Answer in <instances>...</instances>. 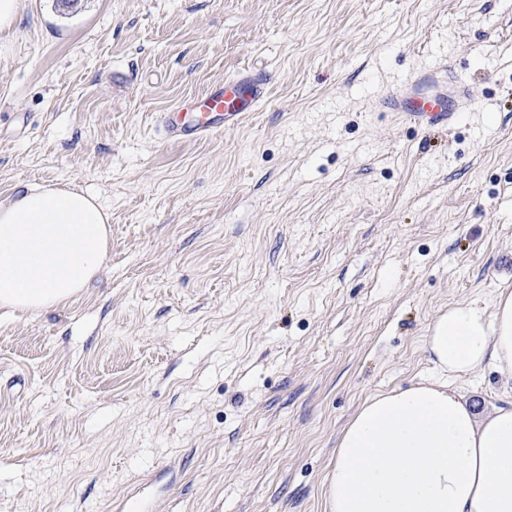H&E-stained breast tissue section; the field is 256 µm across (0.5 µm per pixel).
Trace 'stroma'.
Segmentation results:
<instances>
[{"label": "stroma", "instance_id": "stroma-1", "mask_svg": "<svg viewBox=\"0 0 512 512\" xmlns=\"http://www.w3.org/2000/svg\"><path fill=\"white\" fill-rule=\"evenodd\" d=\"M444 49L454 128L380 109ZM247 69L238 128L165 139ZM33 185L98 196L112 238L71 301L0 311V512H326L363 401L431 376L449 305L512 289V0H21L0 200Z\"/></svg>", "mask_w": 512, "mask_h": 512}]
</instances>
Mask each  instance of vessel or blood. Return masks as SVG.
<instances>
[{
	"instance_id": "b4317fda",
	"label": "vessel or blood",
	"mask_w": 512,
	"mask_h": 512,
	"mask_svg": "<svg viewBox=\"0 0 512 512\" xmlns=\"http://www.w3.org/2000/svg\"><path fill=\"white\" fill-rule=\"evenodd\" d=\"M266 84L265 75L250 71L185 100L178 111L162 114L160 122L166 137L202 141L239 127L247 113L265 99ZM470 101L468 84L448 66L435 63L412 72L395 93L382 99L381 105L409 123L444 129L458 121Z\"/></svg>"
}]
</instances>
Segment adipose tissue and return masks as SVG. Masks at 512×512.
<instances>
[{"label":"adipose tissue","instance_id":"ef3b65f1","mask_svg":"<svg viewBox=\"0 0 512 512\" xmlns=\"http://www.w3.org/2000/svg\"><path fill=\"white\" fill-rule=\"evenodd\" d=\"M110 213L94 195L29 187L0 201V307L40 312L103 269ZM435 376L368 397L344 428L327 512H512V402L478 415L448 385L492 367L512 381V290L430 325Z\"/></svg>","mask_w":512,"mask_h":512}]
</instances>
